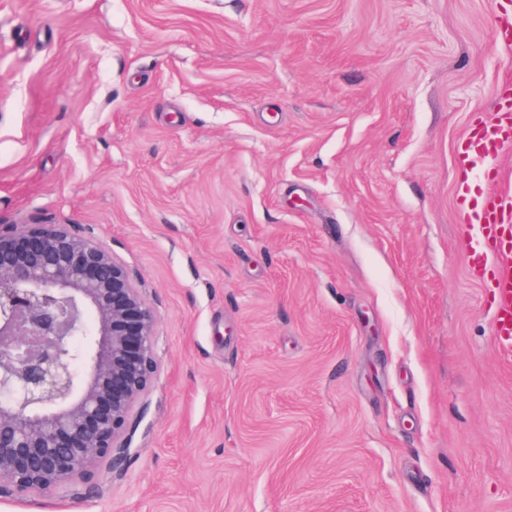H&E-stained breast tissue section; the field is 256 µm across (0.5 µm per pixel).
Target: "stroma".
I'll use <instances>...</instances> for the list:
<instances>
[{
	"label": "stroma",
	"instance_id": "obj_1",
	"mask_svg": "<svg viewBox=\"0 0 512 512\" xmlns=\"http://www.w3.org/2000/svg\"><path fill=\"white\" fill-rule=\"evenodd\" d=\"M512 0H0V225L158 317L120 469L0 512H512L457 147Z\"/></svg>",
	"mask_w": 512,
	"mask_h": 512
}]
</instances>
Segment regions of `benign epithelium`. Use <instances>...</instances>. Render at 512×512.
<instances>
[{
  "mask_svg": "<svg viewBox=\"0 0 512 512\" xmlns=\"http://www.w3.org/2000/svg\"><path fill=\"white\" fill-rule=\"evenodd\" d=\"M157 323L95 238L0 226V496L118 468L157 370Z\"/></svg>",
  "mask_w": 512,
  "mask_h": 512,
  "instance_id": "1",
  "label": "benign epithelium"
}]
</instances>
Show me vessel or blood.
Here are the masks:
<instances>
[{
  "mask_svg": "<svg viewBox=\"0 0 512 512\" xmlns=\"http://www.w3.org/2000/svg\"><path fill=\"white\" fill-rule=\"evenodd\" d=\"M512 143V82L497 103V119L470 131L458 145L457 196L468 212L462 229L471 273L483 282L492 309L498 354L512 358V193L498 187L500 148Z\"/></svg>",
  "mask_w": 512,
  "mask_h": 512,
  "instance_id": "obj_1",
  "label": "vessel or blood"
}]
</instances>
